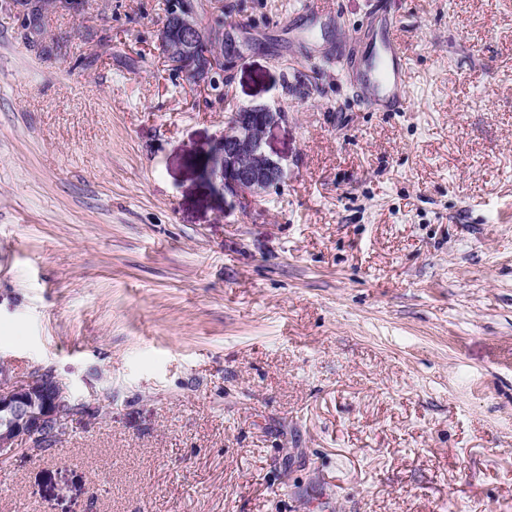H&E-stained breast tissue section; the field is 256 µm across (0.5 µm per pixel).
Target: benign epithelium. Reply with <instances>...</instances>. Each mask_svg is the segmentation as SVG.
<instances>
[{"instance_id": "1", "label": "benign epithelium", "mask_w": 512, "mask_h": 512, "mask_svg": "<svg viewBox=\"0 0 512 512\" xmlns=\"http://www.w3.org/2000/svg\"><path fill=\"white\" fill-rule=\"evenodd\" d=\"M158 39L166 61L194 82L212 81V74L224 71V58L239 52L233 30L206 27L185 3L166 18ZM286 118L287 113L263 105L244 106L230 113L224 127V145L216 153L213 168L224 191L263 198L285 181L284 167L265 150V137ZM0 412L8 415L0 426L2 457L27 442L47 446L50 437L58 434L61 422L87 412V406L73 403L49 370L38 369L25 384L11 385L10 369L0 362Z\"/></svg>"}]
</instances>
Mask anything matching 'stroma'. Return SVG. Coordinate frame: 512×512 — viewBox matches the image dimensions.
<instances>
[{
  "label": "stroma",
  "instance_id": "35a3bbf8",
  "mask_svg": "<svg viewBox=\"0 0 512 512\" xmlns=\"http://www.w3.org/2000/svg\"><path fill=\"white\" fill-rule=\"evenodd\" d=\"M386 1L407 112L340 62L379 0H194L214 86L178 0H0V362L90 408L0 512H512V0ZM248 105L261 201L209 174ZM158 39L166 61L194 82L211 83L213 73L224 71V57L239 52L232 29L206 27L185 3L166 18ZM286 112L250 105L231 112L224 127V145L216 153L213 175L225 192L263 198L285 181L287 173L278 159L265 150L267 132L285 121Z\"/></svg>",
  "mask_w": 512,
  "mask_h": 512
}]
</instances>
